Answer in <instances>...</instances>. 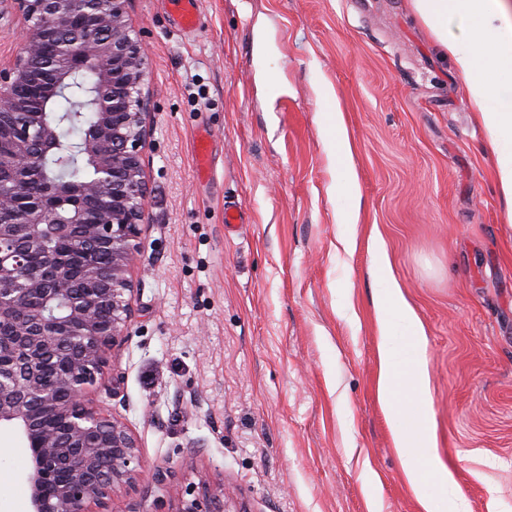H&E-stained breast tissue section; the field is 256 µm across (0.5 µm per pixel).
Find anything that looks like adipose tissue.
Segmentation results:
<instances>
[{
	"label": "adipose tissue",
	"instance_id": "adipose-tissue-1",
	"mask_svg": "<svg viewBox=\"0 0 512 512\" xmlns=\"http://www.w3.org/2000/svg\"><path fill=\"white\" fill-rule=\"evenodd\" d=\"M411 3L418 19L431 31L444 53L453 57L463 76L486 141L499 155L500 190L512 205V150L502 149L503 141L512 139V109H492L487 105L488 99L499 91L497 77L512 76V51L492 56L482 50L462 51L448 37V18L455 14L472 18L476 23L472 36L477 41L481 40L485 30L512 19L503 13L499 0H411ZM326 124L331 132L332 157L337 165L348 170L345 191L350 200H357L356 173L350 168L352 145L342 113H328ZM368 249L375 273L384 284L373 299L380 337L376 389L394 423V446L403 472L421 512H433L434 502L427 493L431 487L448 493L447 512H470L453 472L434 453L435 421L425 330L394 277L386 243L378 230H371ZM398 322L405 326L406 335L400 347L395 348L391 346L390 338Z\"/></svg>",
	"mask_w": 512,
	"mask_h": 512
}]
</instances>
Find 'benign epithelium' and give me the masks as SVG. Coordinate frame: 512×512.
I'll return each instance as SVG.
<instances>
[{
  "label": "benign epithelium",
  "mask_w": 512,
  "mask_h": 512,
  "mask_svg": "<svg viewBox=\"0 0 512 512\" xmlns=\"http://www.w3.org/2000/svg\"><path fill=\"white\" fill-rule=\"evenodd\" d=\"M26 22L40 20L23 53L0 67V424L28 450L32 512H107L117 489L144 468L136 437L92 405L107 355L134 314L128 277L140 251L148 193L141 151L149 137L144 52L127 0H9ZM94 68V121L84 139L96 177L60 189L42 180L36 158L50 150L42 105L71 72ZM65 192L71 219L56 218ZM106 251V265L68 274L54 256L32 264L43 236ZM235 492L204 488L173 512H230Z\"/></svg>",
  "instance_id": "benign-epithelium-1"
}]
</instances>
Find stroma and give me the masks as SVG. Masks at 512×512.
<instances>
[{
  "label": "stroma",
  "mask_w": 512,
  "mask_h": 512,
  "mask_svg": "<svg viewBox=\"0 0 512 512\" xmlns=\"http://www.w3.org/2000/svg\"><path fill=\"white\" fill-rule=\"evenodd\" d=\"M129 0L141 35L150 185L135 315L108 357L145 468L110 512H174L224 484L247 512H419L376 395L366 248L325 113L353 144L358 232L378 226L424 326L439 459L471 512H512V206L452 57L410 0ZM30 37L0 5V64ZM333 96H326L324 86ZM211 168L197 172L199 130ZM237 207L241 224L224 222ZM170 468L165 488L154 467ZM28 454L0 428V512H32ZM175 8L174 24L182 32L192 33L201 28L199 0H171ZM327 126L331 132L330 149L332 157L338 166H343L347 169V176L345 178V192L349 196L352 205L348 215L350 231L339 239V243L346 254L351 255L356 248V226L357 219L356 211L358 208V184L356 180V173L351 164L352 159V145L348 136V132L344 123L342 112H328L326 116Z\"/></svg>",
  "instance_id": "obj_1"
}]
</instances>
